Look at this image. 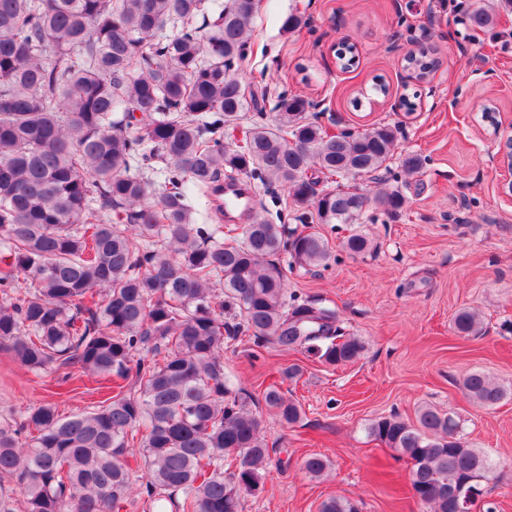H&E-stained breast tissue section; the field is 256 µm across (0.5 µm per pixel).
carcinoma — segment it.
Listing matches in <instances>:
<instances>
[{"label": "carcinoma", "mask_w": 512, "mask_h": 512, "mask_svg": "<svg viewBox=\"0 0 512 512\" xmlns=\"http://www.w3.org/2000/svg\"><path fill=\"white\" fill-rule=\"evenodd\" d=\"M259 0H0V348L28 371L76 366L110 396L62 417L28 408L0 425V512H120L136 482L166 512H242L271 462L261 420L224 373V344L257 340L353 363L364 341L315 300H287L286 270L325 268L333 257L317 231L273 224L262 206L223 224L224 191L280 188L319 224L395 217L407 197L384 173L398 128L327 133L306 98L278 96L266 124L258 95L235 65L250 48ZM470 26L494 24L492 10ZM357 47L344 42L339 65ZM419 80L434 69L406 58ZM248 112L242 142L224 127ZM367 178L366 194L338 180ZM322 189H317V186ZM202 195L218 224H196ZM352 256L374 248L359 232ZM288 255V269L276 264ZM240 321H224V309ZM472 308L455 314L461 336L480 332ZM464 394L483 408L512 385L472 372ZM266 408L294 425L299 403L278 389ZM368 431L411 464V489L428 512H457L448 489L490 480V459L460 435L451 412L422 407ZM325 456L303 461L312 478ZM319 512H358L344 497Z\"/></svg>", "instance_id": "obj_1"}]
</instances>
